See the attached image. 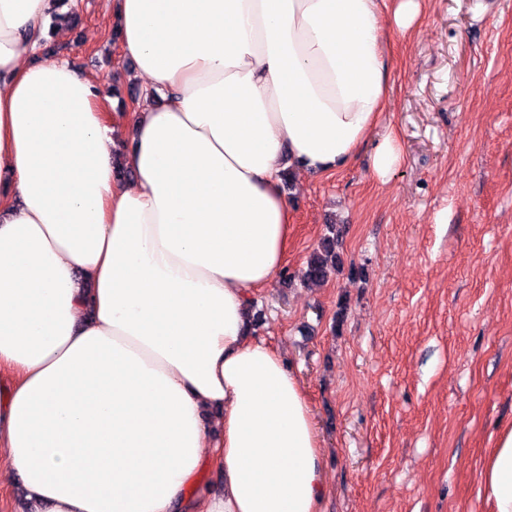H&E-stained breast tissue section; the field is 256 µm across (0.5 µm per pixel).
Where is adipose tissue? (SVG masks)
Segmentation results:
<instances>
[{
	"instance_id": "ef3b65f1",
	"label": "adipose tissue",
	"mask_w": 512,
	"mask_h": 512,
	"mask_svg": "<svg viewBox=\"0 0 512 512\" xmlns=\"http://www.w3.org/2000/svg\"><path fill=\"white\" fill-rule=\"evenodd\" d=\"M384 5L112 0L122 104L38 59L48 0H0V459L30 512H320L319 425L248 302L284 269L283 160L331 172L386 110L419 2ZM482 486L512 512L511 427Z\"/></svg>"
}]
</instances>
